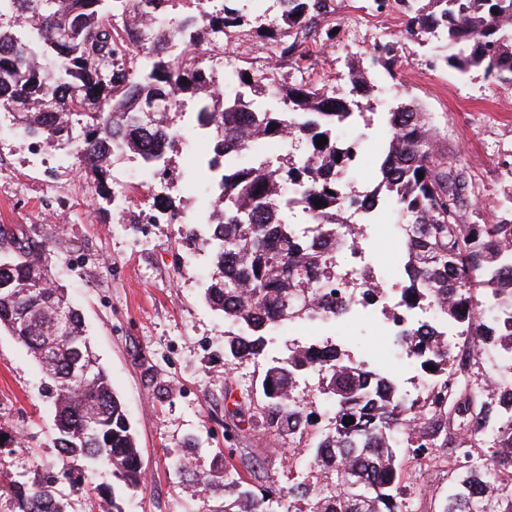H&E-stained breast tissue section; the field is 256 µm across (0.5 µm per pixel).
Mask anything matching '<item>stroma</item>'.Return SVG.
Wrapping results in <instances>:
<instances>
[{
  "label": "stroma",
  "instance_id": "1",
  "mask_svg": "<svg viewBox=\"0 0 512 512\" xmlns=\"http://www.w3.org/2000/svg\"><path fill=\"white\" fill-rule=\"evenodd\" d=\"M369 0H331L327 18L336 37L315 49L302 70L276 65L264 40L246 41L237 49V66L257 72L277 68L282 80L301 79L341 91L350 66H366L373 43L396 44V62L378 79V109L371 120H357L342 132L360 139L364 149L351 173L356 190L377 177V147L383 134L381 114L406 89L428 113L436 131L435 155L460 164L468 178L465 214L479 224L494 221L512 199V84L466 75L430 64L434 43L418 46L401 38L402 16L377 13ZM359 38L363 51L346 55ZM180 136L166 152L176 178L151 190L141 189L139 162L120 159L112 170L116 184L128 187L125 201L110 204L97 196L90 177L71 159L67 143L44 149L32 163L27 140L20 138L12 116L0 115V227L22 230L34 239H50V258L83 318L99 364L107 372L136 435L145 469L138 490L127 489L107 469L93 478L94 493L73 494L68 484V512H99L100 498H114L122 512H222L229 493L224 487L203 491L196 475L240 466L249 453L260 468V485H287L289 470L313 464L311 451L262 430L241 439L225 414V387L235 395L254 389L265 359L245 366L224 357L223 315L202 296L212 269L210 250L197 224L206 205L207 186L189 181L199 155L212 144L195 124L172 113ZM179 202L185 223H196L199 237L182 238L185 224L152 225L140 238L136 221L154 199ZM368 262L386 284L401 279L402 256L396 240L373 233ZM382 315L358 312L330 331L307 322L279 328L274 352L329 338L352 359L361 360L376 345L389 347ZM45 376L28 350L0 330V427L19 437L18 449L0 448V473L25 484L60 467L53 446L54 408L42 395ZM448 471L432 462L421 470L404 495L408 512H440L448 493Z\"/></svg>",
  "mask_w": 512,
  "mask_h": 512
}]
</instances>
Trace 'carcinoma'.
<instances>
[{
	"label": "carcinoma",
	"mask_w": 512,
	"mask_h": 512,
	"mask_svg": "<svg viewBox=\"0 0 512 512\" xmlns=\"http://www.w3.org/2000/svg\"><path fill=\"white\" fill-rule=\"evenodd\" d=\"M183 2L0 0V112L11 114L28 140L74 141L72 155L94 176L96 193L114 202L110 160L132 155L152 168L164 166L173 139L167 102L197 98V127L214 147L194 173L208 180L209 171L223 169L203 217V244L213 256L203 295L235 327L224 336V355L233 365L264 355L279 326L342 319L352 311L350 297L338 295L349 283L336 272L333 252L364 237L348 211L378 215L382 197L396 210L405 253L399 306L412 312L432 305L438 313L392 333L393 344L433 385L412 400L388 374L365 371L331 342L294 345L270 357L258 390L236 415L252 428L303 439L313 421L292 390L311 371L334 412L332 430L307 444L315 466L293 474L287 491L271 485L256 491L242 477L218 471L196 481L205 490L221 483L232 489L224 512H273L275 495L288 500V512H401V483L416 473L404 462L436 455L452 477L441 512H512V482L500 478L512 472V207L493 224L465 223V177L435 157L427 113L406 94L385 112L376 186L352 192L357 148L341 143L337 132L373 108L377 85L363 72L348 74L353 97L302 80L284 82L273 69L238 70L235 90L226 93L200 65L198 48L222 34L268 40L280 61L300 70L309 46L334 40L325 24L329 0H277L275 22L263 21L265 12L256 8H239L262 0H192L196 14L174 28L152 30ZM372 2L377 12L396 10L406 18L402 36L409 41L439 31L449 53L437 64L512 82V0ZM393 57L394 45L379 42L371 65L388 72ZM288 135L305 144L298 159L253 164L255 147ZM322 135L327 143L318 148ZM291 191L310 223L283 218ZM47 246L45 239L0 228V329L44 372L63 465L61 473L30 486L0 479V497L15 498L20 512H68L56 493L59 477L88 493V474L101 466L129 489L143 485L136 436L97 365L81 313L55 279ZM61 306L67 327L59 334ZM453 331L477 349L503 352L493 364L491 388L470 385L471 363L457 360L444 339ZM80 352L95 370L89 385L73 368ZM349 416L355 423L347 426Z\"/></svg>",
	"instance_id": "1"
}]
</instances>
